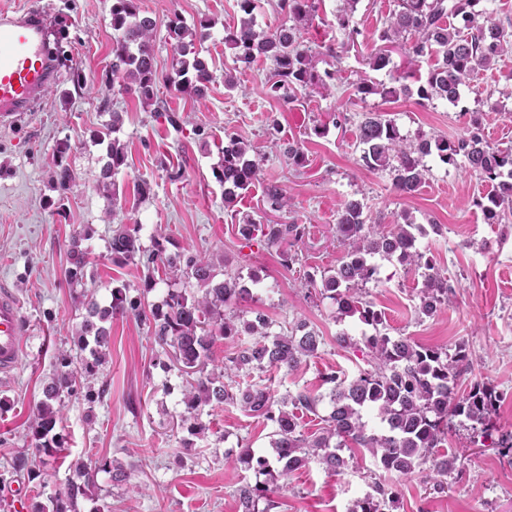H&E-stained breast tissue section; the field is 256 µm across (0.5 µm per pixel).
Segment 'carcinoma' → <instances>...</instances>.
I'll use <instances>...</instances> for the list:
<instances>
[{
  "label": "carcinoma",
  "mask_w": 512,
  "mask_h": 512,
  "mask_svg": "<svg viewBox=\"0 0 512 512\" xmlns=\"http://www.w3.org/2000/svg\"><path fill=\"white\" fill-rule=\"evenodd\" d=\"M244 19L236 28L224 29V44L237 50L235 62L245 66L257 56L272 59L274 71L269 89L282 92L289 100L316 90L325 95L335 88L336 72L316 71L312 51L304 44L302 28L313 20L314 0H278L277 8L288 16L292 25L276 31L255 29V10L259 0H237ZM346 6L336 14V25L347 41L346 49L361 31L353 20L357 0H345ZM481 0H399L400 10L390 24L380 30V46L369 57L373 70H383L392 63L390 48L406 50L408 71L403 78L420 80L416 63L425 56L435 62L424 83L415 87L402 84L387 87L360 76L353 86L356 93L367 96L378 94L383 98L399 94L416 95L420 100L456 102L462 88L470 85L475 71L493 67L497 59L512 45L509 33L491 20L487 13L476 9ZM460 16L464 29L447 23ZM112 62L108 73L112 81L150 105L156 96L158 84L164 76L158 71L153 54V42L158 24L141 14L136 0H113ZM169 38L175 40L179 55L176 84L183 94L200 99L211 81V73L198 57L188 58L190 46L209 37L208 24L201 22L194 29L187 28L179 18L167 24ZM356 140L360 149L361 166L370 172H389L394 188L411 195L426 180L428 167L425 158L435 154L446 164H455L457 157L492 186V192L474 200L487 224H500L512 215V147L505 149L488 142L483 132V113L470 116L467 133L454 140L443 137L419 136L414 141L402 137L392 120L379 112L361 113ZM70 146L61 142L56 148L55 168L51 182L60 197H65L73 180L68 163ZM250 146L238 138L229 139L222 151V160L215 170L217 181L224 186V206L229 208L248 190L260 173L259 163L248 157ZM125 164L124 146L112 139L107 147L106 162L97 181L98 190L106 196H116L112 182ZM263 201L271 211H283L290 206L287 191L278 183L263 187ZM239 234L250 242L260 232V242L266 249H274L283 261L292 264L296 255L290 248L302 241L304 228L299 224H279L257 221L246 214L239 218ZM441 233V225L416 224L409 216L404 223L391 229L371 219L364 212L359 199L345 201L338 211L333 242L343 250L340 264L333 274L323 279V291L336 301L344 313L359 314L362 323L372 327L374 334L365 337L369 351V368L346 381L335 373L323 377L331 385L329 398L332 411L322 418L325 422L319 435H306L300 430L296 411L317 412L321 397L307 391L285 393L275 399L270 389L259 381H250L243 387L231 388L220 377L204 373L212 358L213 346L219 339H234L244 334L254 337L250 343H240L237 349L224 357V374L235 378L250 377L269 368L295 369L302 358L312 356L321 343L320 336L300 323L286 331L270 332V322L260 314L253 321H240L230 305L241 306L254 301L251 289L240 274H229L217 279L212 262L193 254L166 253L160 239H154L152 248L145 249L136 233L127 228L113 231L109 252L114 260L138 261L145 267L162 263L172 288L168 289L162 305L145 310L142 300L127 295V287L111 290L109 306L101 308L93 301L86 304V315L75 329L77 353L61 356L60 369L43 388V398L36 405L29 423L35 439L34 458L42 465L53 461L63 463L65 456L59 434L55 429L60 417L63 396L77 390L79 379L95 374L105 362L110 347V331L104 326L115 315L133 314L148 322L155 344L169 350L171 361L178 370L191 377L183 393L186 414L180 426L193 434L204 430L198 422L197 411L205 406L236 403L250 415L263 418L275 425L274 457L255 455L244 450L238 463L276 480L315 460L332 472L346 466L340 451L353 444L366 449L374 461L386 472L410 476L426 473L434 480V488L444 490L440 478L455 466L457 455L438 452L448 438L453 420L464 417L481 442L498 448L502 454L512 453V432L497 425L501 395L487 383L474 381L461 391V377L471 368L464 344L453 354L441 348L425 347L405 338H394L384 332L382 313L362 299V290L374 279L376 267L371 259L379 255L396 259L410 267L422 278L418 291L419 314L434 316L453 294L452 285L432 259L416 247L417 236L428 232ZM70 267L66 278L73 283L83 278L87 254L79 249V238L72 236L68 250ZM192 280L197 290L180 288L178 284ZM368 412L376 413L379 428L373 429L365 420ZM100 469L110 474L113 484L129 481L130 472L123 464H102ZM78 473L84 478L80 484L71 483L66 495L49 498L50 505L39 506L37 512H69L65 503L88 495L92 484L90 467L80 465ZM374 494L360 505L361 512H383L393 501V492L387 485L376 482ZM271 489L245 483L236 489L240 512H271L275 501ZM265 505H260V502Z\"/></svg>",
  "instance_id": "1"
}]
</instances>
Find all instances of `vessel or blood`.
Here are the masks:
<instances>
[{
    "label": "vessel or blood",
    "instance_id": "obj_1",
    "mask_svg": "<svg viewBox=\"0 0 512 512\" xmlns=\"http://www.w3.org/2000/svg\"><path fill=\"white\" fill-rule=\"evenodd\" d=\"M43 9L0 7V125L14 124L39 103L59 74L45 51ZM23 319L13 291L0 289V374L21 363Z\"/></svg>",
    "mask_w": 512,
    "mask_h": 512
}]
</instances>
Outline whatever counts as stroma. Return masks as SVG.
I'll use <instances>...</instances> for the list:
<instances>
[{"label": "stroma", "instance_id": "obj_1", "mask_svg": "<svg viewBox=\"0 0 512 512\" xmlns=\"http://www.w3.org/2000/svg\"><path fill=\"white\" fill-rule=\"evenodd\" d=\"M138 4L159 25L153 50L167 77L149 106L106 77L112 59V0H0L5 8L47 11L60 70L59 80L30 115L0 128V280L20 300L24 322L22 363L12 375H0V512H31L34 505L66 492L73 479L70 463L113 459L131 467L129 482L115 486L108 474L96 471L93 491L79 499L77 512L101 506L109 512H239L235 490L240 482L260 481L242 470L239 453L246 448L258 455L273 453L274 425L232 403L202 408L203 434L178 428L185 378L155 345L148 325L130 314L107 321L111 346L106 362L84 378V394L64 400L56 431L67 450L66 464L35 471L28 481L14 479L9 463L32 445L29 418L61 354L76 351L74 330L85 302L108 306L113 286L121 284L130 297L143 295L151 303L166 295L163 266L150 273L140 263L113 262L107 245L119 227L137 229L147 249L161 235L169 253L188 250L212 259L220 269L256 272L255 300L238 307L241 319L261 312L272 320L273 331L303 322L322 337L316 356L303 358L294 370L267 374L275 396L299 390L321 396L317 413L300 415L303 431L311 434L320 430L321 418L330 410L323 376L339 372L354 377L367 366L364 338L370 327L341 313L321 285L301 281L304 272L330 275L339 265L342 250L331 240L340 206L356 198L384 224L401 223L406 213L419 224H441V234L421 237L417 246L454 286L447 306L430 318L418 315L420 277L379 256L374 259L375 279L364 288L363 298L381 311L390 336L442 349L466 342L472 362L469 380L491 383L502 393L498 422L512 426V220L485 223L473 200L487 195L491 186L466 162L453 167L437 156L427 157L429 172L420 191L404 195L388 174L360 166L356 143L360 114L369 109L384 113L411 140L458 137L471 113L480 110L486 114V138L512 147V53L496 68L479 71L454 104L378 95L360 101L351 87L357 74L393 83L392 70H370L367 58L374 33L389 24L397 0H358L354 19L361 36L339 59L316 65L320 71L335 70L334 92L287 104L268 90L270 59L261 56L239 68L224 44L225 28L240 24L237 0ZM315 5L304 39L321 54L344 39L335 16L345 0H315ZM176 17L190 28L202 20L210 25L209 38L197 46L212 75L201 100L182 94L171 80L175 50L165 27ZM74 72L82 75V87L71 82ZM229 72L236 80L232 88L224 83ZM114 112L120 117L115 136L127 159L114 177L116 198L111 201L97 190L96 181L107 152L98 133ZM170 112L178 125L167 121ZM340 114L346 115V124H337ZM232 136L259 154L261 181L228 209L214 170ZM292 139L302 143L305 167L290 166L283 154ZM63 141L70 145L74 179L61 201L50 171L56 145ZM142 179L152 186L150 196L136 191ZM268 179L287 190L290 209L265 210L262 183ZM247 213L304 226L296 264L285 266L276 251L245 246L237 217ZM76 233L90 263L82 280L71 284L65 270ZM148 277L154 287L147 293L143 281ZM342 332L351 337V346L337 344ZM471 434L465 421L448 434L445 451L461 452L462 457L446 477L445 491L435 490L418 474L405 478L385 473L365 449L346 448L342 454L348 465L340 473L311 462L278 478L275 512H353L377 481L395 490L385 512H512V465L495 450L470 447Z\"/></svg>", "mask_w": 512, "mask_h": 512}]
</instances>
